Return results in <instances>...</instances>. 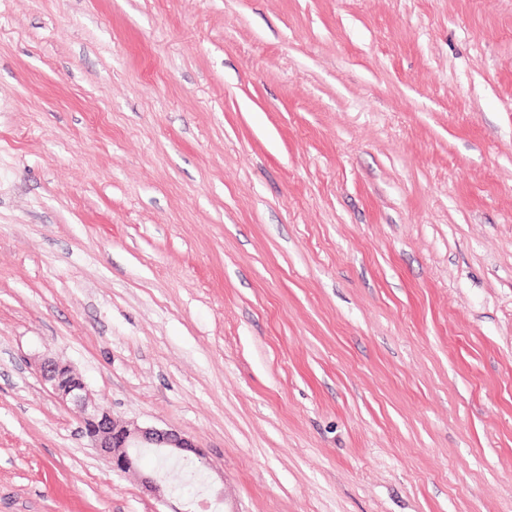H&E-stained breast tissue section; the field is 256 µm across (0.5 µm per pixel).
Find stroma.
<instances>
[{
	"label": "stroma",
	"mask_w": 512,
	"mask_h": 512,
	"mask_svg": "<svg viewBox=\"0 0 512 512\" xmlns=\"http://www.w3.org/2000/svg\"><path fill=\"white\" fill-rule=\"evenodd\" d=\"M203 500L512 512V0H0V512ZM39 369L42 379L59 399L80 410L84 433L89 437L92 448L109 459L112 471L125 473L137 468L144 448L178 459H192L203 466L210 465L202 451L179 433L156 428L131 429L115 420L109 408L89 399L84 382L73 374L69 365L46 356ZM192 460H180L178 463L190 479L200 470Z\"/></svg>",
	"instance_id": "obj_1"
}]
</instances>
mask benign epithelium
<instances>
[{"label":"benign epithelium","instance_id":"7a95c632","mask_svg":"<svg viewBox=\"0 0 512 512\" xmlns=\"http://www.w3.org/2000/svg\"><path fill=\"white\" fill-rule=\"evenodd\" d=\"M39 369L42 379L59 399L80 410L83 430L92 448L109 459L113 471L125 473L137 467L144 448L179 459L190 458L203 466L209 465L202 451L187 437L156 428L131 429L115 420L112 410L89 399L84 382L73 374L69 365L46 356ZM141 481L144 489L157 499L162 500L170 493V489L154 472L142 474Z\"/></svg>","mask_w":512,"mask_h":512}]
</instances>
